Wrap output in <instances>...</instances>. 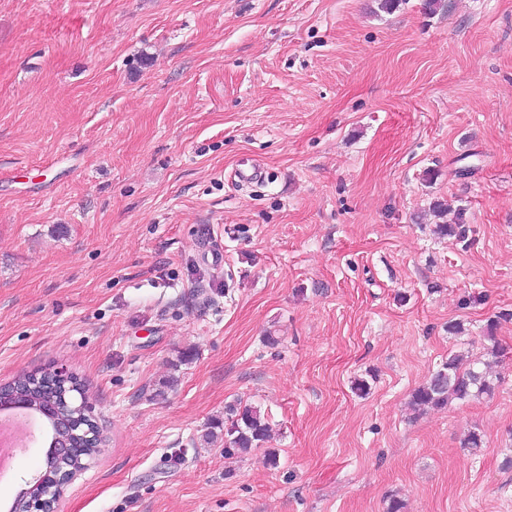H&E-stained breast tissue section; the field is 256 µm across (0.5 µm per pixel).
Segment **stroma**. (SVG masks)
Returning a JSON list of instances; mask_svg holds the SVG:
<instances>
[{"instance_id": "obj_1", "label": "stroma", "mask_w": 512, "mask_h": 512, "mask_svg": "<svg viewBox=\"0 0 512 512\" xmlns=\"http://www.w3.org/2000/svg\"><path fill=\"white\" fill-rule=\"evenodd\" d=\"M424 3L0 0V383L66 366L104 436L58 512H512V0ZM236 402L277 467L204 442ZM493 381L488 363L464 364L459 355H449L442 367L414 390L410 404L414 409L442 408L454 402L478 399L493 392Z\"/></svg>"}]
</instances>
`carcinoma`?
<instances>
[{
	"mask_svg": "<svg viewBox=\"0 0 512 512\" xmlns=\"http://www.w3.org/2000/svg\"><path fill=\"white\" fill-rule=\"evenodd\" d=\"M434 216L442 223L435 225L433 232L442 236L465 237L464 209L455 211L451 221L444 220L448 209L436 201L432 205ZM48 374L43 370L37 374H24L15 380L19 394L33 398L40 404L54 396L51 390L43 389L40 379ZM495 384L488 371V363L462 362L453 354L442 367L432 373L428 380L411 395L410 404L415 409L442 408L454 402L477 399L493 392ZM224 457L241 458L254 448H261L270 439V425L261 409L249 405H230L224 411Z\"/></svg>",
	"mask_w": 512,
	"mask_h": 512,
	"instance_id": "cac0c4a2",
	"label": "carcinoma"
}]
</instances>
